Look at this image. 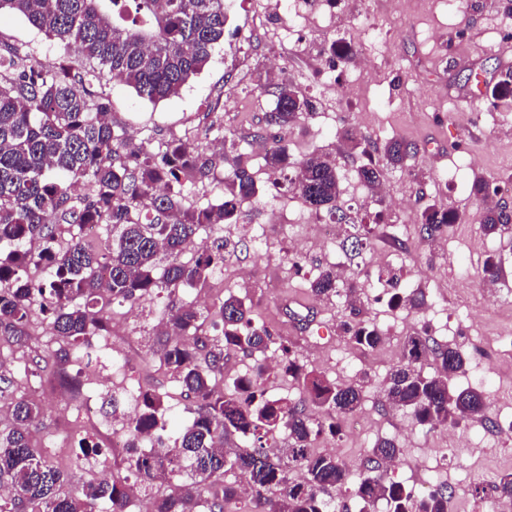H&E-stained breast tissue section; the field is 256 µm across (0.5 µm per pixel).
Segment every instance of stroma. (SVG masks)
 <instances>
[{
	"label": "stroma",
	"instance_id": "stroma-1",
	"mask_svg": "<svg viewBox=\"0 0 512 512\" xmlns=\"http://www.w3.org/2000/svg\"><path fill=\"white\" fill-rule=\"evenodd\" d=\"M503 2L466 0L463 9L452 12L448 0H328L324 14L299 22L289 14L288 0H235L231 20L240 39L233 47L216 49L208 67L178 95L152 103L111 76L102 78L114 121L135 143L154 150L173 138L204 147L220 141L226 155L251 156L258 198L244 204L243 228L224 229L234 249L205 286L181 295L186 302L209 298L200 335L220 341L221 331L214 326L219 307L225 296L240 297L275 341L297 354L305 370L339 385H363L361 426L323 436L319 447L334 449L345 462L362 463L377 438L397 439L403 453L391 476L408 488L420 474L419 459L438 452L446 462L436 484L452 489L451 507L462 504L472 512L498 500L496 477L512 469V251L483 234L482 205L467 190L474 176L512 175V102L491 97L494 85L512 74V26L499 25ZM335 40L368 60L369 75H360L349 61L329 68ZM0 41L44 64L61 50L22 18L7 14L0 16ZM284 78L310 98L313 115L281 130L282 146L297 159L320 152L336 163L343 175L340 205L352 222L371 223L379 210L386 215L376 226L370 251L343 258L360 283L364 319L388 330L387 345L373 355L341 336L338 325L349 314L343 299L317 300L308 291L326 255L301 253L297 269L288 261L294 239L308 232L310 211L273 184L253 150V134L264 126L274 107V88ZM342 86L348 87L347 96L339 95ZM475 90L483 97L479 112L461 110L462 99ZM354 127L365 143L400 138L417 147L405 168L386 172L385 196L349 178L356 160L341 133ZM433 204L458 215L437 243L418 234L417 217ZM397 239L406 250L394 267L396 280L377 283L381 255L393 251ZM490 254L501 256L505 270L493 302L478 287ZM415 290L424 294L417 309L393 310L384 300L391 291ZM166 302L163 296L139 301L135 319L130 304L110 306L105 328L113 346L126 349L131 358L117 372L95 336L59 360L62 343L38 313L31 317L28 345L0 335V364L10 381L0 398L39 403L41 417L31 442L54 465L66 467L80 439L74 431L78 411L60 409L55 389L80 368L163 392L162 419L170 430L191 424L194 403L160 356L169 337L154 330ZM419 320L427 322L437 341L460 348L466 368L452 384L482 387L489 404L486 420L431 431L409 414L388 412L382 381L399 358L403 337ZM65 434L70 446L57 447ZM478 484L484 491L476 496L472 489Z\"/></svg>",
	"mask_w": 512,
	"mask_h": 512
}]
</instances>
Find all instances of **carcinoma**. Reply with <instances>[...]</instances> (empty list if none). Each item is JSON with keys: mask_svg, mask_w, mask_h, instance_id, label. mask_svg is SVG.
Returning <instances> with one entry per match:
<instances>
[{"mask_svg": "<svg viewBox=\"0 0 512 512\" xmlns=\"http://www.w3.org/2000/svg\"><path fill=\"white\" fill-rule=\"evenodd\" d=\"M224 2L0 0V15H19L63 46L46 65L26 64L17 47L0 42V252H6L0 255V334L20 346L28 344L29 315L37 306L49 315L53 334L67 344L58 352L64 361L69 348L102 326L107 304L163 293L173 335L197 334L203 314L182 302L179 294L203 286L223 266L224 237H215L188 262L181 256L194 247L200 230L240 223L242 204L257 196L250 161L242 154H209L183 139H172L157 152L131 142L112 121L101 73L108 71L153 103L179 94L224 42ZM312 110L307 97L284 79L277 84L267 127H290ZM343 137L351 142L350 149L368 158L356 173L372 188L381 183L385 168L402 169L417 153L413 143L390 139L381 149L380 165L349 132ZM224 162L229 167L227 193L214 203H189L186 189L209 179ZM264 163L281 173L300 170V178H285L284 190L316 213L325 211L338 221L345 218L337 205L340 174L325 155L313 152L294 159L280 147L265 153ZM510 182V176L497 181L477 176L471 191L483 198ZM456 219L448 210L427 207L419 224L421 239L441 237ZM65 224L80 230L87 224H106L112 241L96 249L75 234L59 248ZM480 228L487 236L505 238L512 234V215L487 207ZM371 233L372 228L359 225L343 239V248L354 256L362 254L370 246ZM41 264L49 267L50 276L35 285L27 271ZM483 273L489 280L500 279V258L488 256ZM309 288L318 300L346 293L352 318L340 324V332L357 346H378L383 329L359 319L361 299L353 281L340 280L336 266L318 268ZM219 312L222 344L198 337L192 347L175 340L162 351L163 363L194 399L195 417L178 437L181 451H139L130 467L150 484L170 481L187 462L196 480L171 485L168 495L154 499L150 512H224V501L237 495V488L225 480L232 470L246 473L253 487L246 512H327V497L346 485L354 486L359 512H371L380 502L387 512H448L447 487L438 486L417 499L380 469L381 462L403 452L392 438L375 440L368 475L356 481L337 455L312 451L318 438L338 433L336 423L327 422L329 416L362 407L363 388L305 372L290 357L288 373L307 393L308 404L266 397L261 355L272 343L270 331L255 324L251 310L234 295L224 299ZM226 347L255 361L254 370L234 381L230 393L212 384V375L224 367ZM430 359L437 367L426 374L423 365ZM464 365L458 348L437 343L427 330L410 334L402 342L399 362L384 380L385 404L409 412L430 429L483 419V392L449 385ZM142 402L141 413L130 419L133 437L159 423L160 397L146 396ZM39 416L38 403L17 401L8 432L0 434V486L11 491L8 500L0 499V512H95L103 503L109 512H126L123 482L84 481L72 490L74 474L60 470L31 446L30 433ZM234 434L249 439L251 450H224V441ZM277 434L283 435V447L276 450L270 440ZM293 468L302 470L303 481L292 480Z\"/></svg>", "mask_w": 512, "mask_h": 512, "instance_id": "1", "label": "carcinoma"}]
</instances>
